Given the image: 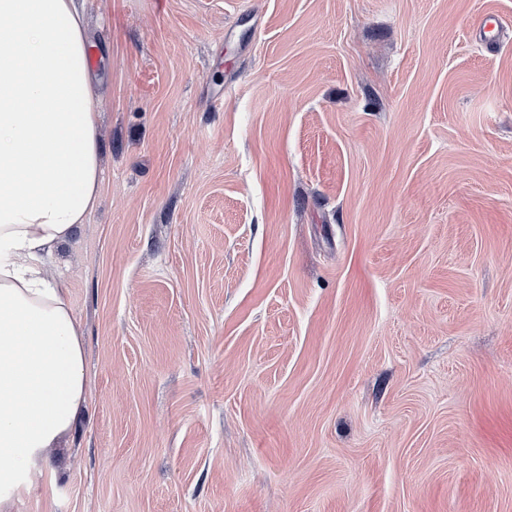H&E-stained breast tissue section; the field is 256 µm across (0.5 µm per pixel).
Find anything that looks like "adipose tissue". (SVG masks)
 <instances>
[{
  "label": "adipose tissue",
  "instance_id": "obj_1",
  "mask_svg": "<svg viewBox=\"0 0 512 512\" xmlns=\"http://www.w3.org/2000/svg\"><path fill=\"white\" fill-rule=\"evenodd\" d=\"M91 72L76 0H0V512L87 401L69 287L45 263L102 192Z\"/></svg>",
  "mask_w": 512,
  "mask_h": 512
}]
</instances>
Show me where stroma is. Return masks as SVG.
<instances>
[{
	"mask_svg": "<svg viewBox=\"0 0 512 512\" xmlns=\"http://www.w3.org/2000/svg\"><path fill=\"white\" fill-rule=\"evenodd\" d=\"M84 8L90 397L11 512H512V0Z\"/></svg>",
	"mask_w": 512,
	"mask_h": 512,
	"instance_id": "stroma-1",
	"label": "stroma"
}]
</instances>
